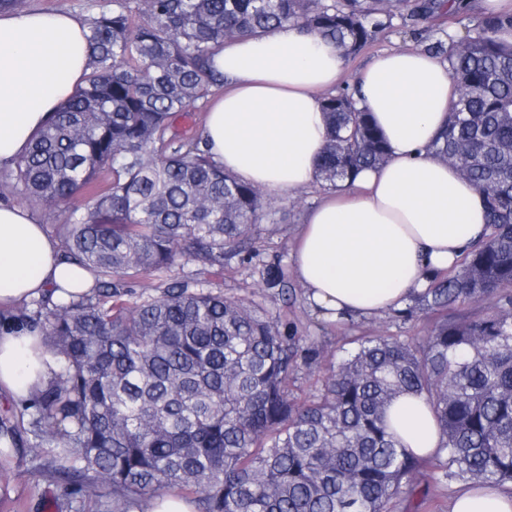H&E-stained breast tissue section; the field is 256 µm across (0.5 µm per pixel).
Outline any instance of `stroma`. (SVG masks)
Listing matches in <instances>:
<instances>
[{"label": "stroma", "mask_w": 512, "mask_h": 512, "mask_svg": "<svg viewBox=\"0 0 512 512\" xmlns=\"http://www.w3.org/2000/svg\"><path fill=\"white\" fill-rule=\"evenodd\" d=\"M420 39L411 25L395 21L393 28L378 41L345 62L343 85H351L357 72L373 57L392 49L419 46ZM324 193L321 184L277 198L279 211L274 219L256 224L257 255L252 260L232 258L224 263V276L216 283L225 297L243 302H255L270 309H286L291 329L323 348L321 362L301 369L292 391L295 396L306 397L314 392L319 381L328 373L331 362L336 361L347 341L355 336L378 334L423 339L432 328L433 320L423 314L401 318L395 312L353 319L345 323H329L319 317L306 302L303 294L293 301L282 302L277 289L264 287L261 271L264 264L281 261L291 267V243L302 222L305 211L317 203ZM423 480L419 492L401 494L394 500L389 512H448L453 495L459 491L458 483L437 480L431 462H424ZM9 492L0 496V512H72L71 496L64 487L48 482L41 469L22 460L8 466Z\"/></svg>", "instance_id": "35a3bbf8"}]
</instances>
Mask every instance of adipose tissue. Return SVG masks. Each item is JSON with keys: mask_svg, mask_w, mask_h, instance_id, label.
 I'll list each match as a JSON object with an SVG mask.
<instances>
[{"mask_svg": "<svg viewBox=\"0 0 512 512\" xmlns=\"http://www.w3.org/2000/svg\"><path fill=\"white\" fill-rule=\"evenodd\" d=\"M83 17L33 10L0 13V169L15 166L35 134L90 71ZM224 87L203 137L212 160L274 196L308 188L326 145L322 104L344 60L335 43L286 23L225 42L214 58ZM358 98L388 148L382 166L329 190L308 211L293 248L307 301L334 321L396 309L453 268L482 235L486 208L475 187L429 144L448 121L456 84L445 62L420 48L384 52L356 77ZM93 271L66 263L61 246L29 210L0 205V307L89 293ZM39 336L0 329V393L25 404L54 377ZM391 430L420 456L440 448L424 398L389 408ZM449 512H512V493L465 490Z\"/></svg>", "mask_w": 512, "mask_h": 512, "instance_id": "adipose-tissue-1", "label": "adipose tissue"}]
</instances>
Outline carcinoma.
I'll return each mask as SVG.
<instances>
[{
	"mask_svg": "<svg viewBox=\"0 0 512 512\" xmlns=\"http://www.w3.org/2000/svg\"><path fill=\"white\" fill-rule=\"evenodd\" d=\"M468 20L426 45L448 63L458 97L432 153L484 196L487 231L459 264L434 274L413 308L428 336H355L320 388L288 390L320 357L288 332V316L212 290L224 260L253 251L252 226L276 211L258 186L215 164L175 119L224 84V41L300 23L359 54L397 17ZM512 13L471 0H112L89 23L91 72L10 173L64 240V258L95 286L72 300L24 302L0 314L43 337L59 373L31 402L20 443L0 420V457L37 463L48 481L142 510L163 491L197 512H387L421 483L423 459L386 420L422 396L437 421L442 479L512 483ZM317 179L334 189L388 159L355 92L325 98ZM84 207L73 208L77 195ZM198 266L130 302L131 284ZM288 295L280 265L263 273ZM488 312H453L460 303Z\"/></svg>",
	"mask_w": 512,
	"mask_h": 512,
	"instance_id": "1",
	"label": "carcinoma"
}]
</instances>
